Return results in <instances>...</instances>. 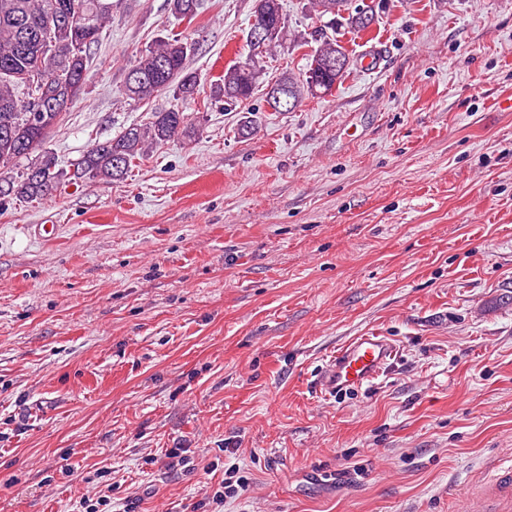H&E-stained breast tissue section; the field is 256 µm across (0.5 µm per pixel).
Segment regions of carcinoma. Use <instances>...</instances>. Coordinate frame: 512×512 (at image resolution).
<instances>
[{
    "instance_id": "cac0c4a2",
    "label": "carcinoma",
    "mask_w": 512,
    "mask_h": 512,
    "mask_svg": "<svg viewBox=\"0 0 512 512\" xmlns=\"http://www.w3.org/2000/svg\"><path fill=\"white\" fill-rule=\"evenodd\" d=\"M315 19L336 16L353 6L344 26L361 33L369 28L363 18L373 7L360 0H308ZM173 13L192 22L198 14V0H170ZM118 8L116 0H0V199L22 198L42 201L57 190L63 172L42 146L59 125L56 113L33 118L28 100L48 97L74 101L84 91L91 50L98 45L103 29ZM255 9L276 32L263 43L252 41L253 28L246 31L248 54L226 67L214 83L215 98L227 105L251 99L262 84L268 59L290 44L305 46L292 33L281 0H255ZM315 47L309 64L298 74H282L274 86H288L290 102L278 112L296 109L304 99L330 92L350 74V68L327 70L325 61L349 54L336 35L323 28L311 33ZM196 50L188 37L169 33L159 39L130 68L121 95L142 101L160 92H173L191 100L200 85L198 74L187 69V58ZM194 129L184 112L170 108L155 112L145 124H131L115 136L97 141L84 153L77 174L89 180L120 182L132 166L144 160L152 147L174 139H191ZM37 155L28 166L13 173L17 163Z\"/></svg>"
}]
</instances>
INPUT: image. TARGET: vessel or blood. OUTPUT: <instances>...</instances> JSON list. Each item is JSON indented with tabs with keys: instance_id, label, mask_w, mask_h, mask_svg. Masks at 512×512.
Masks as SVG:
<instances>
[{
	"instance_id": "vessel-or-blood-1",
	"label": "vessel or blood",
	"mask_w": 512,
	"mask_h": 512,
	"mask_svg": "<svg viewBox=\"0 0 512 512\" xmlns=\"http://www.w3.org/2000/svg\"><path fill=\"white\" fill-rule=\"evenodd\" d=\"M397 346L389 338L365 333L339 348L316 383L319 393L330 396L372 384L395 358ZM482 512H512V463L502 462L491 471L482 492Z\"/></svg>"
}]
</instances>
